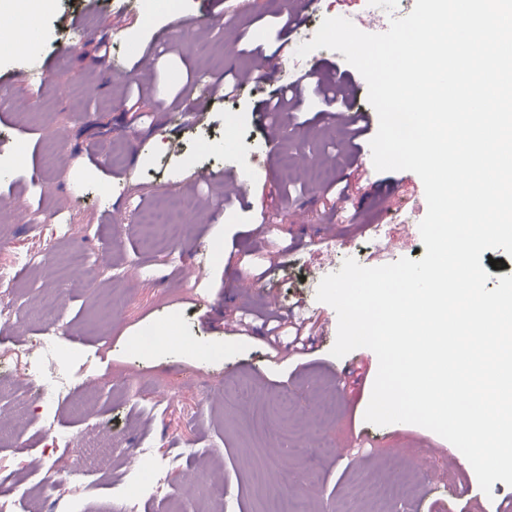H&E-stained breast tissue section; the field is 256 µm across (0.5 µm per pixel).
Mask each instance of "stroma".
<instances>
[{"label":"stroma","mask_w":512,"mask_h":512,"mask_svg":"<svg viewBox=\"0 0 512 512\" xmlns=\"http://www.w3.org/2000/svg\"><path fill=\"white\" fill-rule=\"evenodd\" d=\"M369 7L248 0L221 15L203 0H51L26 20L29 48L0 53V90L26 101L0 111V170L10 173L0 198L21 199L0 213V263L41 261L0 283L17 310L0 319V409L17 418L0 435V469L37 486L38 512H273L282 498L305 512L512 507V486L498 481L484 494L467 459L436 433L365 421L378 370L372 350L331 356L332 327L309 352L277 356L263 336L267 289L281 313L316 310L336 321L316 299L320 281L348 258L375 266L380 234L425 217L411 201L424 190L419 176L338 158L347 131L310 92L271 154L256 119L267 84L243 86L203 120L193 112L218 78L250 68L243 44L298 46L325 18L353 20ZM299 9L303 24L284 33V18ZM321 65L354 79V106L370 111L367 84L342 53L315 50L274 78ZM33 67L48 79L25 78ZM312 165L322 180L310 179ZM228 167L248 177L249 202L195 178ZM341 178L354 192L336 210L323 189ZM171 196L193 204L176 232L140 223ZM59 216L69 233L57 228ZM331 224L346 249L333 248ZM77 250L107 261L72 289L65 269ZM187 259L196 271L185 277ZM255 275L262 289L240 292L241 279ZM52 300L59 318L49 327L40 310ZM151 330L160 338L142 350ZM46 370L70 381L67 399L41 392ZM49 432L59 446L48 462ZM87 435L113 452L86 474L75 443ZM431 469L445 484L429 486ZM390 474L402 479L395 501L381 493ZM69 479L82 489L65 497Z\"/></svg>","instance_id":"stroma-1"}]
</instances>
